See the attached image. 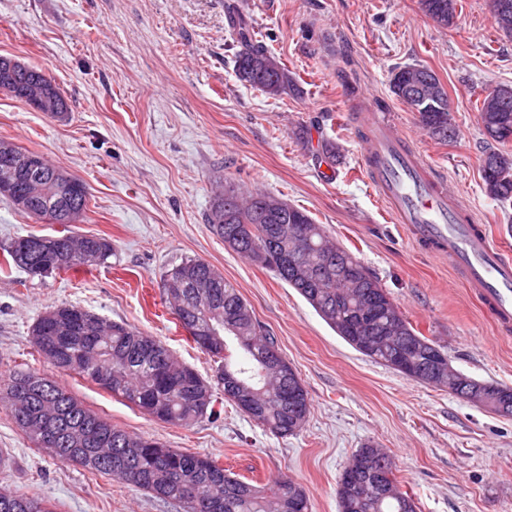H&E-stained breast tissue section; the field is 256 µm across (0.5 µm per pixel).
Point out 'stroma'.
Masks as SVG:
<instances>
[{
  "mask_svg": "<svg viewBox=\"0 0 512 512\" xmlns=\"http://www.w3.org/2000/svg\"><path fill=\"white\" fill-rule=\"evenodd\" d=\"M231 5L294 74L299 94L271 97L237 79ZM0 56L48 71L69 104L57 119L0 93V139L81 179L89 210L74 230L112 243L111 257L89 272H0V489L42 497L53 512H184L178 502L35 448L6 402L11 375L23 370L56 378L129 433L216 459L244 480L289 474L312 512H339L340 474L368 443L392 457L417 512H512V418L359 353L205 222L222 178L305 209L456 369L512 387V332L497 327L447 258L392 222L360 163V110L394 116L479 223L512 250V206L484 194L480 173L486 143L476 102L512 84V41L496 31L489 0H459L453 28L426 16L419 0H0ZM405 65L430 68L446 86L455 140L431 139L391 93L390 73ZM324 139L339 147L335 163L318 154ZM56 230L0 196V250ZM187 258L223 274L301 377L311 407L295 435H273L225 400L218 417L166 424L57 372L35 351V321L71 303L160 339L179 362L212 378V358L161 293L163 272Z\"/></svg>",
  "mask_w": 512,
  "mask_h": 512,
  "instance_id": "stroma-1",
  "label": "stroma"
}]
</instances>
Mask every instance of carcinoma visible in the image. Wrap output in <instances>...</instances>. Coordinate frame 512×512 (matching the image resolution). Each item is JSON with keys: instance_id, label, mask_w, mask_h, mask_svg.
<instances>
[{"instance_id": "cac0c4a2", "label": "carcinoma", "mask_w": 512, "mask_h": 512, "mask_svg": "<svg viewBox=\"0 0 512 512\" xmlns=\"http://www.w3.org/2000/svg\"><path fill=\"white\" fill-rule=\"evenodd\" d=\"M497 4L502 9L491 11L493 23L511 40L512 0H497ZM420 5L440 25L454 24L457 0H420ZM233 26L241 46L235 57L237 78L272 97L297 91L288 68L253 40L247 20L239 17ZM417 73L430 79L422 89L429 100L428 110L419 112L423 130L437 141L454 140L456 127L448 92L431 69L417 65L394 69L389 81L391 93L418 112L419 104L407 88L410 77ZM0 90L19 99L26 95L52 102L62 118L69 112L55 79L45 78L43 70L29 64L16 70L0 60ZM478 116L488 144L481 162L483 190L491 199L511 205L512 84L489 89L480 101ZM7 186L24 192L23 205H15L21 213L36 217L65 212L70 220L61 224L55 235L15 240L0 259V271L12 266L28 271L42 263L57 274L88 272L112 255L108 239L78 236L71 231L72 225L86 217L89 199L85 184L42 155L0 139V189ZM206 223L236 253L249 258L263 255L259 265L295 289L350 346L372 312L383 310L377 324L376 351L367 354L370 359L390 367V356L399 351L405 376L423 383L426 372L447 356L411 325L378 279L349 250L330 242L324 226L314 223L306 210L264 193L245 196L228 182L213 198ZM291 224L304 225L310 234V245L296 255V265L315 272L307 282L296 279L292 266L279 257L280 233ZM80 251L95 260L81 262ZM161 288L182 328L218 363L216 384L175 361L157 338L74 304L45 311L32 327L33 345L39 355L50 357L60 321L65 317L80 320L84 326L70 334L68 351L81 364L57 363L55 367L94 382L156 420L189 426L214 413L213 391L218 385L225 399L243 401L240 411L271 433L288 436L301 430L310 412L304 383L237 289L200 259H186L166 269ZM228 337L243 354L230 350ZM7 395L12 398L15 424L33 444L43 435L52 439L45 451L53 459L78 463L92 474L112 475L157 498L179 501L186 512H289L294 506L312 512L304 487L288 476L255 486L212 458L130 434L86 407L49 376L18 371L10 379ZM355 454L363 458V469L356 477L360 482L375 471L377 457L385 456L372 445L357 449ZM336 494L339 512H416L411 497L396 487L383 496L369 483L351 508L346 505L345 491L340 489ZM0 512L52 510L39 497L0 492Z\"/></svg>"}]
</instances>
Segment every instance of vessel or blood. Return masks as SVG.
Masks as SVG:
<instances>
[{"label":"vessel or blood","mask_w":512,"mask_h":512,"mask_svg":"<svg viewBox=\"0 0 512 512\" xmlns=\"http://www.w3.org/2000/svg\"><path fill=\"white\" fill-rule=\"evenodd\" d=\"M362 168L396 223L409 225L426 251L460 268L479 301L505 328L512 327V252L495 245L474 215L410 146L396 122L367 114Z\"/></svg>","instance_id":"obj_1"}]
</instances>
